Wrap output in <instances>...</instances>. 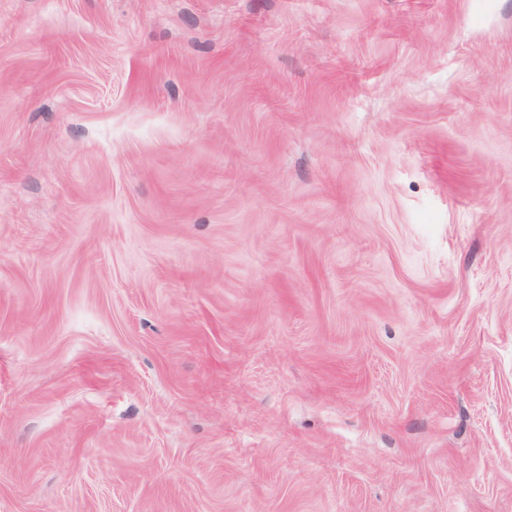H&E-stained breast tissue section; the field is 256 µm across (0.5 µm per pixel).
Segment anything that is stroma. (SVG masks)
<instances>
[{"label":"stroma","mask_w":512,"mask_h":512,"mask_svg":"<svg viewBox=\"0 0 512 512\" xmlns=\"http://www.w3.org/2000/svg\"><path fill=\"white\" fill-rule=\"evenodd\" d=\"M0 512H512V0H0Z\"/></svg>","instance_id":"1"}]
</instances>
